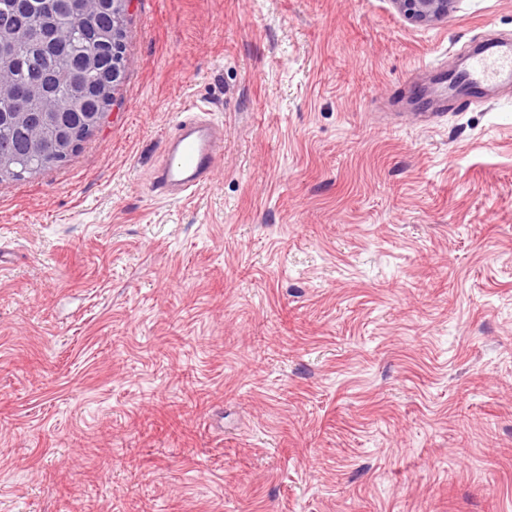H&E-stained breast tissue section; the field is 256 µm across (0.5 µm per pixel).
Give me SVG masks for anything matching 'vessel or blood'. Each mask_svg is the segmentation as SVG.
Returning <instances> with one entry per match:
<instances>
[{
    "instance_id": "b4317fda",
    "label": "vessel or blood",
    "mask_w": 512,
    "mask_h": 512,
    "mask_svg": "<svg viewBox=\"0 0 512 512\" xmlns=\"http://www.w3.org/2000/svg\"><path fill=\"white\" fill-rule=\"evenodd\" d=\"M454 79L481 88L512 84V43L488 41ZM222 138V127L201 116L187 115L178 120L166 140L162 163L152 181L154 190L165 197L182 199L196 194L212 177L217 162L216 146Z\"/></svg>"
}]
</instances>
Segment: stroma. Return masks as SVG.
I'll return each instance as SVG.
<instances>
[{"mask_svg": "<svg viewBox=\"0 0 512 512\" xmlns=\"http://www.w3.org/2000/svg\"><path fill=\"white\" fill-rule=\"evenodd\" d=\"M493 36L512 0H128L101 127L0 182V512H512V87L438 79ZM189 101L222 158L171 200ZM395 7L414 24H429L448 17L454 0H392Z\"/></svg>", "mask_w": 512, "mask_h": 512, "instance_id": "1", "label": "stroma"}]
</instances>
